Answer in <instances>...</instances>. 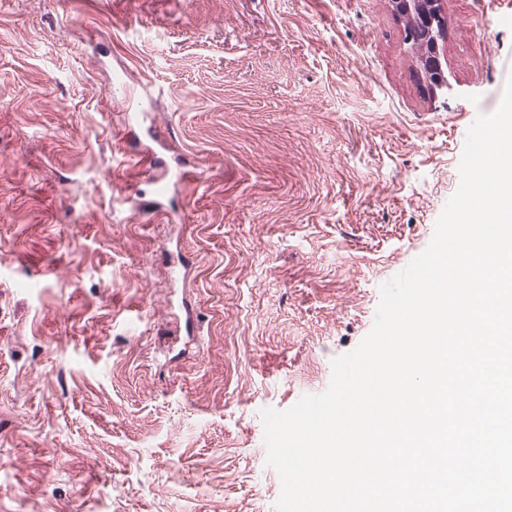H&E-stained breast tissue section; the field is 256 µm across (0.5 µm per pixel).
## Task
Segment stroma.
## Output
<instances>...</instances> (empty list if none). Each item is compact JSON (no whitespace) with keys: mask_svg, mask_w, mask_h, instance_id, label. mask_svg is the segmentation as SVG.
I'll use <instances>...</instances> for the list:
<instances>
[{"mask_svg":"<svg viewBox=\"0 0 512 512\" xmlns=\"http://www.w3.org/2000/svg\"><path fill=\"white\" fill-rule=\"evenodd\" d=\"M437 9L442 90L391 0H0V512H274L261 410L370 332L512 75V0Z\"/></svg>","mask_w":512,"mask_h":512,"instance_id":"1","label":"stroma"}]
</instances>
